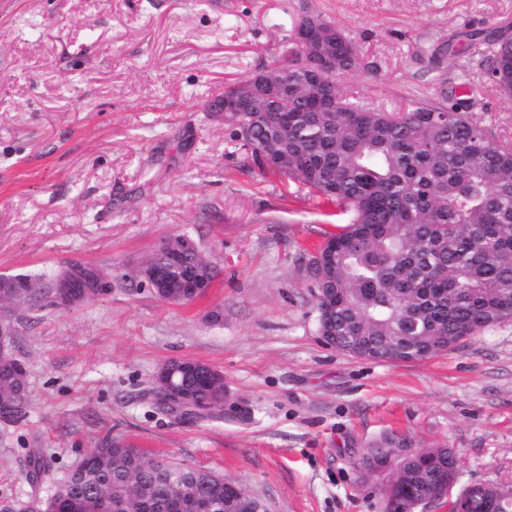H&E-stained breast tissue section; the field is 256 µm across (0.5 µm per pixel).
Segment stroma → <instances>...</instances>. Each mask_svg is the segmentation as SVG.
Segmentation results:
<instances>
[{"label":"stroma","mask_w":512,"mask_h":512,"mask_svg":"<svg viewBox=\"0 0 512 512\" xmlns=\"http://www.w3.org/2000/svg\"><path fill=\"white\" fill-rule=\"evenodd\" d=\"M303 5L364 55L345 93L392 111L444 89L512 141V99L471 40L512 26V0H0V275L47 285L79 261L112 283L0 306L30 391L26 418L0 422V502L46 497L105 440L221 473L268 512H384L393 471L351 456L391 431L453 449L459 485L512 480V319L422 360L323 347L304 257L349 216L249 170L214 109L279 56ZM180 235L222 272L172 304L137 271ZM183 357L223 373L221 416L155 413L154 377Z\"/></svg>","instance_id":"stroma-1"}]
</instances>
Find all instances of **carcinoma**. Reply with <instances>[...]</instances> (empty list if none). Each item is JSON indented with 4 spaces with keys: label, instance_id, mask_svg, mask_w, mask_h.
<instances>
[{
    "label": "carcinoma",
    "instance_id": "carcinoma-1",
    "mask_svg": "<svg viewBox=\"0 0 512 512\" xmlns=\"http://www.w3.org/2000/svg\"><path fill=\"white\" fill-rule=\"evenodd\" d=\"M323 29L333 64L325 80L336 95V111L314 108L306 82L307 59L296 40L311 25ZM294 39L251 77L227 83L224 95L252 102L249 112H226L224 122L247 147L248 168L285 178L314 197L352 214L329 235L323 264L306 263V278L318 294L324 327L338 351L372 360L432 357L455 348L512 318V145L489 136L461 103L414 101L398 111L353 100L337 83L340 75L364 68L358 47L336 25L301 7ZM484 74L500 95L512 98V37L491 35ZM150 261L173 268L168 284L197 278L210 288L216 265L191 250L175 257L156 251ZM0 301L48 299L64 304L84 299L87 283L39 288L24 276H0ZM181 366L213 378L224 392V375L194 359ZM27 372L19 359L0 364V414L11 423L27 415ZM399 447L383 436L355 456L362 469ZM387 496L436 501L443 470L457 465L448 448H422L398 461ZM465 512H512V485L488 483L483 492L465 487ZM181 512H230L235 491L224 476L192 471L117 442L105 441L43 499L41 512H164L172 498Z\"/></svg>",
    "mask_w": 512,
    "mask_h": 512
}]
</instances>
